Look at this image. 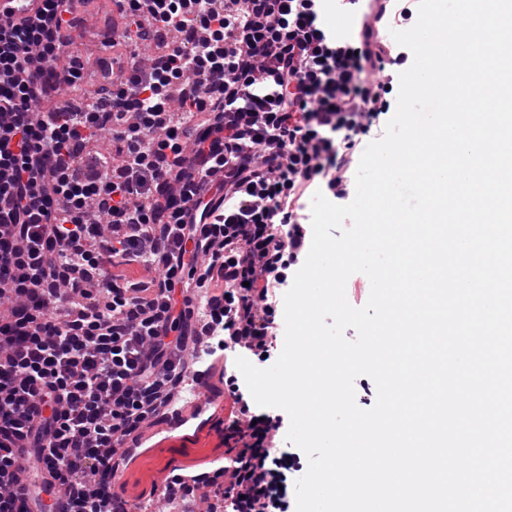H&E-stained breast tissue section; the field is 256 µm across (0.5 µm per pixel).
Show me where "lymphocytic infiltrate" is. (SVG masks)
Here are the masks:
<instances>
[{
    "mask_svg": "<svg viewBox=\"0 0 512 512\" xmlns=\"http://www.w3.org/2000/svg\"><path fill=\"white\" fill-rule=\"evenodd\" d=\"M75 2L0 24V512H29L22 448L36 505L114 512L122 444L175 407L199 371L191 344L213 341L235 401L224 463L169 487H207L223 512H288L284 418L259 413L233 366L281 332L306 199L351 200L414 0H342L348 37L324 25V0H116L119 39L157 52L117 63L81 112L47 106L83 81ZM104 130L112 148L81 177Z\"/></svg>",
    "mask_w": 512,
    "mask_h": 512,
    "instance_id": "lymphocytic-infiltrate-1",
    "label": "lymphocytic infiltrate"
}]
</instances>
